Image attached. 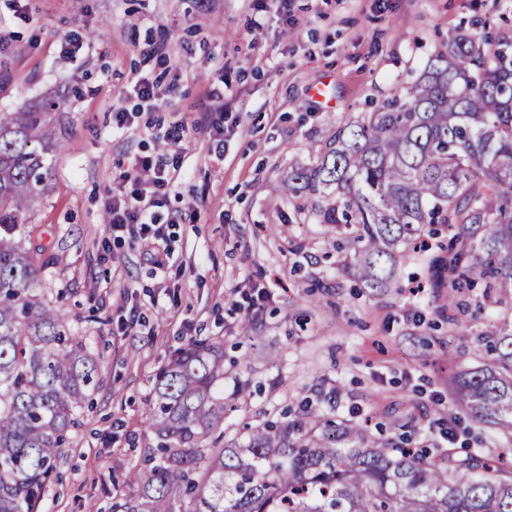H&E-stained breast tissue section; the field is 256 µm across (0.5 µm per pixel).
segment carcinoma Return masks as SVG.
Listing matches in <instances>:
<instances>
[{
  "instance_id": "obj_1",
  "label": "carcinoma",
  "mask_w": 512,
  "mask_h": 512,
  "mask_svg": "<svg viewBox=\"0 0 512 512\" xmlns=\"http://www.w3.org/2000/svg\"><path fill=\"white\" fill-rule=\"evenodd\" d=\"M56 147L39 109L0 115V512H37L55 459L98 386V362L33 287L44 261L23 248ZM327 224L351 226L353 276L385 288L396 258L446 226L438 286L512 298V39L460 35L415 83L336 131L288 175ZM463 371L454 407L512 437V329L495 324ZM310 414L265 421L224 443V347L194 340L159 371L156 446L112 512H512V469L486 452H410L357 423Z\"/></svg>"
}]
</instances>
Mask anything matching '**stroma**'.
Returning a JSON list of instances; mask_svg holds the SVG:
<instances>
[{"mask_svg":"<svg viewBox=\"0 0 512 512\" xmlns=\"http://www.w3.org/2000/svg\"><path fill=\"white\" fill-rule=\"evenodd\" d=\"M486 23L511 37L512 0H28L20 13L0 0L11 37L0 113L66 100L46 114L57 149L25 241L47 260L36 292L99 362L39 512H111L129 494L128 472L154 445L155 375L193 339L224 345L225 439L246 441L249 427L308 402L396 444L512 457V441L450 411L455 377L477 366L486 322L512 324V301L477 318L475 293L434 287L444 232L398 258L388 287H360L353 254L336 248L343 229L298 210L284 188L339 127ZM75 33L85 47L71 60L60 42ZM142 78L155 81L159 109L139 130L113 128V101L133 108L128 91ZM219 83L224 154L199 133L182 142L166 206L183 219L157 243L172 253L163 277L142 249L113 241L106 189L137 156L162 151L159 133L193 124ZM318 87L326 98L312 97Z\"/></svg>","mask_w":512,"mask_h":512,"instance_id":"stroma-1","label":"stroma"}]
</instances>
